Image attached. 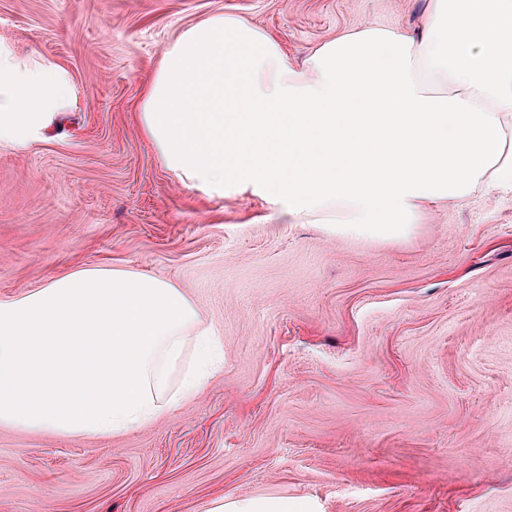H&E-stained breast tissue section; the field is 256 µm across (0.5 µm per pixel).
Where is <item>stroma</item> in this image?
I'll return each instance as SVG.
<instances>
[{"label": "stroma", "instance_id": "35a3bbf8", "mask_svg": "<svg viewBox=\"0 0 512 512\" xmlns=\"http://www.w3.org/2000/svg\"><path fill=\"white\" fill-rule=\"evenodd\" d=\"M427 0H0V43L65 67L72 105L0 149V301L80 268L176 282L223 369L115 437L0 427V512H512V195L396 239L293 223L259 189L160 163L137 105L166 46L227 13L298 66L366 27L420 36ZM210 506L207 512H290L288 500L277 498L224 502V497H219L211 501Z\"/></svg>", "mask_w": 512, "mask_h": 512}]
</instances>
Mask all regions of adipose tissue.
Returning a JSON list of instances; mask_svg holds the SVG:
<instances>
[{
    "mask_svg": "<svg viewBox=\"0 0 512 512\" xmlns=\"http://www.w3.org/2000/svg\"><path fill=\"white\" fill-rule=\"evenodd\" d=\"M74 99L60 65L0 43V147ZM183 184L285 198L296 223L398 238L443 202L512 193V0H429L421 37L367 27L292 67L269 33L216 14L184 31L138 107ZM170 280L79 269L0 301V427L118 436L158 421L221 365Z\"/></svg>",
    "mask_w": 512,
    "mask_h": 512,
    "instance_id": "1",
    "label": "adipose tissue"
}]
</instances>
